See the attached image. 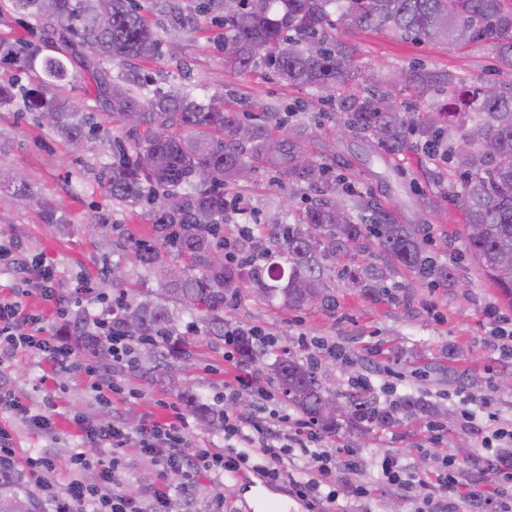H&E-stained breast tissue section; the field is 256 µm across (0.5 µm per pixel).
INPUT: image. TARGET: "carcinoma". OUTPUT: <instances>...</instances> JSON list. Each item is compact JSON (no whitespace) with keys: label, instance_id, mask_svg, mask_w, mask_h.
Wrapping results in <instances>:
<instances>
[{"label":"carcinoma","instance_id":"1","mask_svg":"<svg viewBox=\"0 0 512 512\" xmlns=\"http://www.w3.org/2000/svg\"><path fill=\"white\" fill-rule=\"evenodd\" d=\"M7 7L28 19L51 52L32 41L0 38V67L34 78L36 87L15 77L0 82V110L24 101L39 112L58 136L79 147L86 139L107 146L100 186L112 201L145 209L152 240L130 244L132 258L161 280L158 298L126 301L108 311L110 336L149 341L166 349L176 362L189 359V337L174 314L161 303L172 300L199 314L207 335L231 330L228 309L249 290L267 299L278 295L290 307L316 303L330 307L320 259H335L374 239L380 263L351 265L342 275L363 288L402 267L425 286L452 277L427 249L421 224H401L387 209L373 207L370 224H359L340 200L344 183L315 161L300 168L302 150L269 136L266 128L246 124L224 110L220 95L201 100L185 86L144 74L138 63L175 56L172 37H190L204 25L224 29L225 64L243 73L264 69L289 86L314 88L338 97L345 124L372 134L382 145L403 149L416 137L432 156H443L462 177L452 197L463 212L469 260L512 308V90L470 87L449 70L412 65L401 70V85L384 75L365 86L353 50L341 35L358 30L388 33L405 40L467 45L489 42L498 63L512 70V0H6ZM77 67L89 79L93 111L63 97L56 88ZM431 98L421 118L400 100ZM123 129L117 136L104 120ZM492 138L494 156L480 152L475 138ZM261 156L278 181H306L317 198L295 224H272L260 237L237 241L242 253L262 255L265 264L212 261L224 252V224L230 216L227 189L250 179L255 156ZM26 202L36 201L42 223H67L64 206L26 190L23 180L0 182ZM235 344L242 361L255 359L256 337L237 329ZM80 347L108 363L111 349L104 337L70 328ZM272 373L288 401L327 438L346 432L367 434L392 425L397 415L430 411L404 396L386 408L347 399L335 415L322 405L336 400L318 379L317 363L284 354ZM198 420L211 428L224 421L193 391L182 392ZM0 512H46L27 474L0 461Z\"/></svg>","mask_w":512,"mask_h":512}]
</instances>
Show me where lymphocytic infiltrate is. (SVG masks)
<instances>
[{
	"label": "lymphocytic infiltrate",
	"mask_w": 512,
	"mask_h": 512,
	"mask_svg": "<svg viewBox=\"0 0 512 512\" xmlns=\"http://www.w3.org/2000/svg\"><path fill=\"white\" fill-rule=\"evenodd\" d=\"M2 267L19 271L20 276L14 296L0 298V366L10 363L19 351L33 349L56 368L93 374V365L76 358L69 345L42 335L41 316L29 312L23 303L24 297L34 292L46 301L60 303L59 294L50 286L52 267L43 262H28L15 250L0 247ZM0 415L22 420L49 435L55 431L52 407L32 410L1 385ZM278 421L280 428L275 431L262 424L241 422L232 413H225L224 452L201 449L188 459L183 454L186 438L181 414L164 421L146 419L134 430L117 421L93 427L83 418H75L74 423L90 450L78 453L74 464L80 470L96 468L99 484H114L118 469L115 455L119 450L134 447L151 458L159 484L140 497L120 492L103 495L98 485L79 478L56 486L50 479L55 462L48 453L28 457L27 464L40 476L52 512H171L172 499L165 479L173 470L182 472L191 483L203 472L220 475L251 468L270 482L287 484L298 498L325 508L338 505L343 499L361 500L369 496L371 489L363 482L341 487L333 456L310 425L285 415L279 416Z\"/></svg>",
	"instance_id": "1"
}]
</instances>
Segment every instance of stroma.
Wrapping results in <instances>:
<instances>
[{
	"mask_svg": "<svg viewBox=\"0 0 512 512\" xmlns=\"http://www.w3.org/2000/svg\"><path fill=\"white\" fill-rule=\"evenodd\" d=\"M220 34L219 27L205 26L185 43L178 60L149 63L145 69L160 80L188 85L201 97L223 91L225 107L245 119L279 113L284 123L270 125V132L292 141L353 186L348 200L358 205L353 212L357 223L370 222L371 211L360 209L359 204L371 201L388 208L401 223L426 225L428 249L448 265L452 278L445 285L417 288L410 273L399 269L387 276L383 295L369 298L350 287L340 269L328 261L324 277L336 298L334 309L317 304L293 309L278 300L268 302L247 294L231 317L232 327L261 330L272 341L249 367L240 359H225L223 340L193 326L192 315L176 303L170 309L191 338L190 359L184 365L167 363L163 349L148 346L139 351L135 369L108 367L91 378L52 369L34 352H19L11 364L0 368V376L26 396L31 408L54 400L56 434L49 439L35 428L16 423L18 460L51 450L56 459L53 479L65 485L72 475L71 457L82 449L72 423L74 415L94 423L110 417L130 428L147 418L168 417L170 406H181L180 392L186 387L220 409L225 381L241 368L248 369L255 386L272 392L273 409L292 412L268 372L276 355L287 349L302 361L316 359L332 392L352 393L355 379L362 377L369 384L366 397L380 407L408 393L439 411L445 437L437 446L428 440L430 419L424 415L400 417L393 426L373 429L364 439L344 435L329 440V447L344 446L352 452L351 457L337 459V479L345 484L366 482L374 488L368 499L351 503V512H418L423 498L437 496L430 482L419 492L386 483L381 462L387 456L407 471L423 474L434 472L435 461L452 458L463 486L478 483L494 489L495 472L477 475L471 465L498 456L497 451L481 446L486 430L512 428V360L499 358L490 344L491 313L510 317L512 308L500 303L496 289L465 252L462 214L446 197L447 164L419 150L385 148L361 133L340 135L344 116L334 99L316 90L287 86L270 74L245 76L225 67ZM351 42L355 59L368 77L418 62L457 72L475 85L512 87V75L499 72L487 43L451 49L373 32L357 33ZM106 160L103 146L95 140L73 150L51 132L40 113L21 105L0 112V167L20 169L39 197L67 206V223L50 227L42 224L37 207H19L11 193L0 192V245L18 247L26 258L50 264L52 286L65 300L68 316L63 319L39 294L26 297L28 309L43 317L46 333H54L67 321L106 314L108 304L120 296L161 288L125 248L128 241L150 238L151 226L140 208L113 203L104 195L99 173ZM310 194L307 182L283 186L274 182L266 168H259L243 192L246 212L226 225L225 235L237 237L243 224L271 223L283 210L296 217ZM426 197L438 200V208H423ZM101 209L112 213L117 225L113 236L92 238L79 233L78 225L88 223ZM106 264L116 266L114 277L102 275ZM97 379L114 389L109 410H102L91 389ZM464 410L474 415V428L461 426ZM121 460L116 491L132 485L138 494L147 493L155 481L150 459L127 448ZM167 482L176 512H206L219 496L224 499V512H249L259 494L234 474L200 478L185 492L180 489V477H168Z\"/></svg>",
	"mask_w": 512,
	"mask_h": 512,
	"instance_id": "1",
	"label": "stroma"
}]
</instances>
